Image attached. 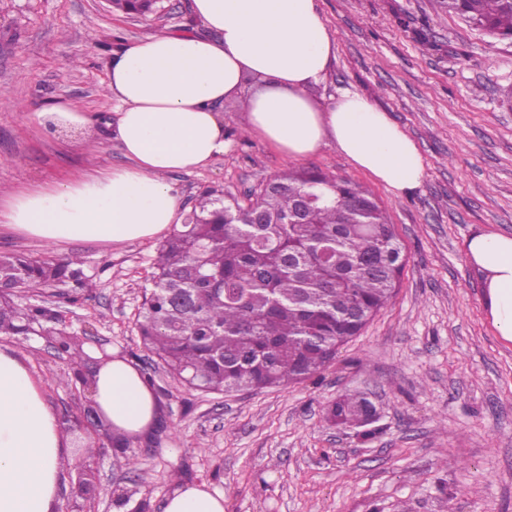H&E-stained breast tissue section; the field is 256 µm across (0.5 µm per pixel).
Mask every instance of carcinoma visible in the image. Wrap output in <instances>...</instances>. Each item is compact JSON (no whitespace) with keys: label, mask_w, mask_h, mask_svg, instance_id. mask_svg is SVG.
Returning a JSON list of instances; mask_svg holds the SVG:
<instances>
[{"label":"carcinoma","mask_w":512,"mask_h":512,"mask_svg":"<svg viewBox=\"0 0 512 512\" xmlns=\"http://www.w3.org/2000/svg\"><path fill=\"white\" fill-rule=\"evenodd\" d=\"M487 34L512 38V0H437ZM321 200L296 224L298 199ZM404 245L386 208L361 184L322 170L290 171L248 202L216 191L196 199L191 217L158 250L153 288L137 319L145 348L176 378L210 393L285 386L336 361L395 295ZM73 261L24 254L0 259V335L28 339L51 320L22 307L11 289L79 280ZM55 349L73 364L67 385L92 387L98 367L56 328ZM368 395L347 391L327 422L373 438Z\"/></svg>","instance_id":"cac0c4a2"}]
</instances>
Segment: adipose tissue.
<instances>
[{
	"label": "adipose tissue",
	"mask_w": 512,
	"mask_h": 512,
	"mask_svg": "<svg viewBox=\"0 0 512 512\" xmlns=\"http://www.w3.org/2000/svg\"><path fill=\"white\" fill-rule=\"evenodd\" d=\"M190 9L204 34L156 32L111 52L103 87L124 164L12 196L7 224L50 243L120 244L175 227L183 198L173 176L223 155L222 106L249 76L257 85L245 128L283 156L304 159L333 145L394 196L421 185L423 156L387 112L346 89L327 106L310 96L336 58L319 0H191ZM467 256L484 276L495 328L512 341V236L474 234ZM93 396L127 436L145 434L158 418L150 384L124 360L100 368ZM68 452L40 381L0 349V512H55ZM165 512H224V495L179 487Z\"/></svg>",
	"instance_id": "obj_1"
}]
</instances>
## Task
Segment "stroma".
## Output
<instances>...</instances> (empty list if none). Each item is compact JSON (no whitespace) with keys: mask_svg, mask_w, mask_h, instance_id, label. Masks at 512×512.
<instances>
[{"mask_svg":"<svg viewBox=\"0 0 512 512\" xmlns=\"http://www.w3.org/2000/svg\"><path fill=\"white\" fill-rule=\"evenodd\" d=\"M145 16L106 0H0V199L122 164L108 130L102 81L109 53L157 30L193 31L189 0ZM336 60L311 91L321 104L347 88L388 112L416 142L422 184L395 197L335 147L296 161L261 138H239L246 96L225 102L232 131L223 156L174 177L192 210L218 189L246 198L259 183L317 167L369 188L405 246L397 295L320 374L288 387L205 394L172 378L142 347L136 319L161 243L63 241L0 226V253L76 260L93 284L25 287L22 304L56 313L86 353L100 350L149 377L159 423L126 448L87 426L90 391L66 385L72 364L50 336H0L41 382L71 447L57 512H69L79 464L93 468L95 512L118 497L164 512L177 485L224 494V512H512V342L493 327L466 242L512 235V41L442 11L436 0H321ZM88 112L66 136L34 121L54 101ZM348 390L370 393L374 439L331 426L324 413ZM137 465H129L130 457Z\"/></svg>","mask_w":512,"mask_h":512,"instance_id":"1","label":"stroma"}]
</instances>
